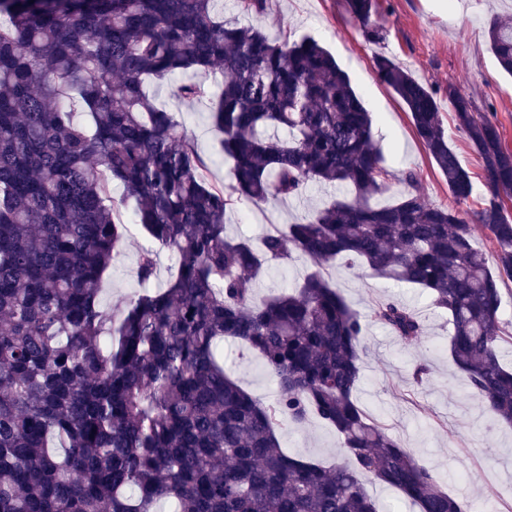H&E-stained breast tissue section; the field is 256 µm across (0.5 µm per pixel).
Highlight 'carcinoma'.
Masks as SVG:
<instances>
[{"mask_svg": "<svg viewBox=\"0 0 512 512\" xmlns=\"http://www.w3.org/2000/svg\"><path fill=\"white\" fill-rule=\"evenodd\" d=\"M377 0H346L377 41ZM255 18L267 0H237ZM0 512H379L361 480L397 489L419 512H470L428 466L361 407V352L376 324L405 343L425 325L395 300L353 308L331 279L343 265L419 288L448 318V353L499 425L512 428V371L501 346L502 286L512 282V150L498 126L448 86L456 125L480 156L489 197L448 145L437 93L380 55L379 81L410 116L454 199L410 189L371 203L395 178L371 113L316 40H272L258 23L224 19L218 0H0ZM492 53L512 75V20L488 23ZM193 71L176 88L211 99L231 163L227 185L149 79ZM219 87L212 94L206 78ZM82 104L91 126L77 123ZM117 180L134 223L170 250L165 286L101 303L125 225L106 204ZM311 182L348 186L254 245L231 237L242 202L297 198ZM495 247L496 272L476 244ZM296 258L292 289L256 300V282ZM144 249L137 276H156ZM229 340L260 358L278 387L264 403L224 370ZM316 417L342 439L348 464L284 452L277 428Z\"/></svg>", "mask_w": 512, "mask_h": 512, "instance_id": "1", "label": "carcinoma"}]
</instances>
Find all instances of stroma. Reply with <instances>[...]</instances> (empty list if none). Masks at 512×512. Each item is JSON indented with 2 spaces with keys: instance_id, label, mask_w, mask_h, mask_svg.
Returning <instances> with one entry per match:
<instances>
[{
  "instance_id": "obj_1",
  "label": "stroma",
  "mask_w": 512,
  "mask_h": 512,
  "mask_svg": "<svg viewBox=\"0 0 512 512\" xmlns=\"http://www.w3.org/2000/svg\"><path fill=\"white\" fill-rule=\"evenodd\" d=\"M378 11L384 38L376 43L364 39L345 10V0H268L261 21L270 37L309 36L328 49L372 112L375 139L396 174L388 190L375 196V203L396 201L407 188L401 176L408 172L414 173V186L429 203H452L448 185L417 139L407 112L376 77L374 59L386 55L437 91L448 142L472 176L470 205L478 207L488 195L482 161L457 129L446 92L453 86L470 95L480 114L498 126L503 146L512 149V75L499 66L487 36L490 17H512V0H378ZM181 80L176 74L154 83L155 103L184 121L199 153L212 162V180L228 183L229 166L216 156L210 102L187 103L175 97L173 90ZM335 195L334 188L312 183L299 198L242 205L230 213L227 231L254 239L272 225L300 220ZM111 196L129 231L123 253L105 279L103 301L108 305L117 295L140 292L136 261L148 240L142 229L134 227V202L120 184H113ZM332 278L353 307L364 311L386 298L399 300L427 328L420 344L406 345L386 328L369 326L358 392L363 409L424 459L449 494L471 505L491 500L497 512H512V430L498 426L468 393L463 375L448 356L445 316L429 306L420 289L361 278L341 266L333 270ZM224 366L257 399H275L276 384L254 355L240 354L235 344L225 343ZM420 366L428 373L418 384L413 375ZM278 436L288 453L305 459L346 460L340 437L317 420L299 427L282 425Z\"/></svg>"
}]
</instances>
